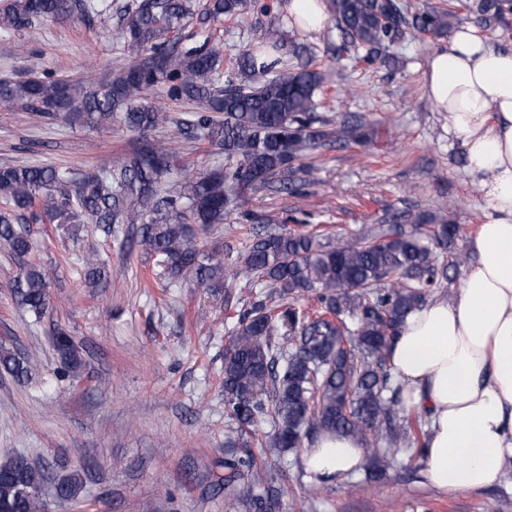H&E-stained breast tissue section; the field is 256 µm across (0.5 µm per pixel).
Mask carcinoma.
Masks as SVG:
<instances>
[{"mask_svg":"<svg viewBox=\"0 0 512 512\" xmlns=\"http://www.w3.org/2000/svg\"><path fill=\"white\" fill-rule=\"evenodd\" d=\"M351 59L376 60L412 29L449 37L456 14L432 6L417 13L402 0H326ZM248 0H132L124 7L122 39L130 60L99 76L0 80V107H21L36 117H65L91 129L122 123L137 134L130 153L89 172L52 166H0V245L20 267L17 304L39 318L50 304L48 272L29 261V224L138 226L136 244L154 257L166 285L190 278L202 288H268L281 298L310 294L319 308L308 313L260 299L239 314L238 336L224 358V403L235 427L224 441V512H280L284 488L254 475V459L236 453L260 418L274 423L269 448H300L325 433L361 438L371 451L369 479H380L401 448L421 455L429 433L427 416L401 405L402 386L389 352L407 313L426 291L460 287L468 254L455 248L461 225L431 213L405 229L379 224L367 242L322 243L306 225L290 229L241 211L243 195L315 181V168L295 164L321 142L368 139L364 125L346 120L335 128L318 114L322 78L312 67L315 52L296 41L288 54L298 63L257 65L249 48L224 59L205 38L181 46L191 25L210 29L239 19ZM95 0H11L0 9V31L32 30L43 21L85 18ZM474 23L485 32H507L512 0H472ZM163 89L192 108L170 117L155 102ZM163 123L172 141L184 139L224 150V168L190 173L180 151L153 137ZM246 221L245 242L234 262L203 236L234 214ZM448 258L441 259L435 248ZM105 260L82 261L84 280L107 287ZM54 350L65 367L81 366L79 346L68 330L54 332ZM0 373L24 383L32 361L0 349ZM48 469L24 455L0 459V512H48L44 487L54 497L75 500L83 489L79 472L46 479Z\"/></svg>","mask_w":512,"mask_h":512,"instance_id":"obj_1","label":"carcinoma"}]
</instances>
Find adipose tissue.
Instances as JSON below:
<instances>
[{"label": "adipose tissue", "instance_id": "obj_1", "mask_svg": "<svg viewBox=\"0 0 512 512\" xmlns=\"http://www.w3.org/2000/svg\"><path fill=\"white\" fill-rule=\"evenodd\" d=\"M422 80L490 214L468 243L476 260L458 299L411 311L389 360L403 406L430 415L425 479L472 491L494 483L512 458V50L462 26L428 56ZM364 459L359 437L325 434L306 468L339 481Z\"/></svg>", "mask_w": 512, "mask_h": 512}]
</instances>
